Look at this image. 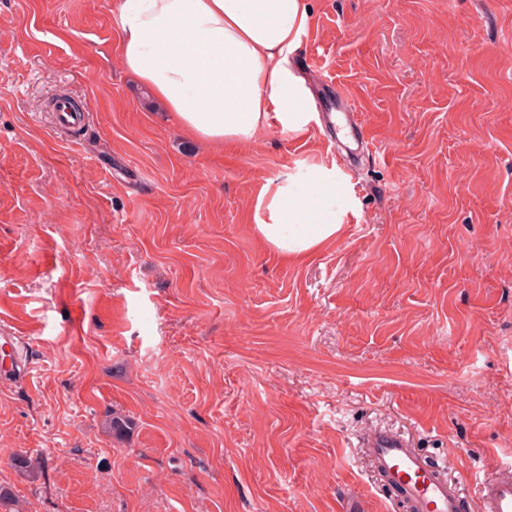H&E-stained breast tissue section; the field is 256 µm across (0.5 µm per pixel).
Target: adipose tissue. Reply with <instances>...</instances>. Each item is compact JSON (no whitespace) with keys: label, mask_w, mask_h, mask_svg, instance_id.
<instances>
[{"label":"adipose tissue","mask_w":512,"mask_h":512,"mask_svg":"<svg viewBox=\"0 0 512 512\" xmlns=\"http://www.w3.org/2000/svg\"><path fill=\"white\" fill-rule=\"evenodd\" d=\"M312 21L308 0H121L120 54L186 135L245 145L270 122L309 123L290 57ZM339 194L324 171L262 190L252 231L271 251L307 259L342 230Z\"/></svg>","instance_id":"obj_1"}]
</instances>
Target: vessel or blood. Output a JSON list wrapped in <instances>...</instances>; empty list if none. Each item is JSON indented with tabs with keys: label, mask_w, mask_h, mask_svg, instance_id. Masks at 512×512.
<instances>
[{
	"label": "vessel or blood",
	"mask_w": 512,
	"mask_h": 512,
	"mask_svg": "<svg viewBox=\"0 0 512 512\" xmlns=\"http://www.w3.org/2000/svg\"><path fill=\"white\" fill-rule=\"evenodd\" d=\"M364 446L370 471L411 512H465L463 484L445 467L431 465L402 434L375 430ZM475 495L479 512H512V469L477 483Z\"/></svg>",
	"instance_id": "b4317fda"
}]
</instances>
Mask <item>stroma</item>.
Returning <instances> with one entry per match:
<instances>
[{
    "instance_id": "stroma-1",
    "label": "stroma",
    "mask_w": 512,
    "mask_h": 512,
    "mask_svg": "<svg viewBox=\"0 0 512 512\" xmlns=\"http://www.w3.org/2000/svg\"><path fill=\"white\" fill-rule=\"evenodd\" d=\"M119 2L0 0V325L31 369L0 387V512H407L374 429L455 479L504 470L512 0H310L291 63L348 92L363 151L316 117L186 136L120 62ZM320 169L343 231L287 261L255 198Z\"/></svg>"
}]
</instances>
